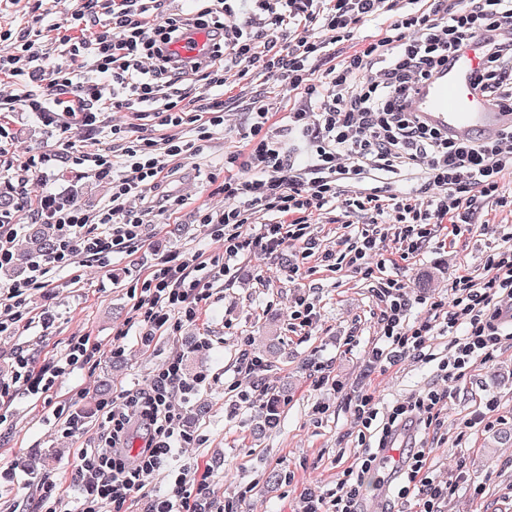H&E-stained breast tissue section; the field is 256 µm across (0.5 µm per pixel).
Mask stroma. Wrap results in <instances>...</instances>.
I'll list each match as a JSON object with an SVG mask.
<instances>
[{
	"instance_id": "35a3bbf8",
	"label": "stroma",
	"mask_w": 512,
	"mask_h": 512,
	"mask_svg": "<svg viewBox=\"0 0 512 512\" xmlns=\"http://www.w3.org/2000/svg\"><path fill=\"white\" fill-rule=\"evenodd\" d=\"M74 0H21L19 6L0 11V27L26 25L42 16L41 39L53 49L55 39L71 34ZM260 92L275 120H282L292 106L280 83L249 81L228 83L226 95L250 97ZM246 116L234 109L224 114L223 131L214 134L204 150L182 159L166 158L170 175L163 190L177 197L174 214L155 217L145 229L146 242L130 255H114L109 266L74 264L50 274L51 284L28 292L26 313L0 333V373H8L13 355L25 350L36 361L64 354L76 336L90 337L98 349L85 367L58 380L52 404L70 399L82 390L75 407L90 411L89 421L74 435L63 434L56 424L52 404L26 394L0 403V471L16 469V481L0 482V512H37L41 487L27 471L19 469L21 455L52 448L58 456L51 480L63 492L64 512H76L85 489L76 481L78 451L98 439L101 413L96 388L108 379L113 390L148 385L153 373L168 358L183 356L186 377L203 374L195 399H208L210 410L190 420L191 406L177 400L180 425L193 437L180 463L209 467L219 499L233 501L237 512H299L300 496L312 490L326 495L336 489L343 471L358 455V429L353 404L365 389H374L381 412L417 397L433 387H448L452 395L440 414V424L428 435L430 463L440 480L464 469L466 479L445 506V512H512V445L489 449L491 437L512 426V342L504 343L487 363L475 362L457 381L442 382L439 360L448 355V338L433 336L435 361L412 358L377 367L370 363L373 347L382 345L378 317L381 305L374 292L378 278H363L349 268L335 270L323 265L302 269L289 277L293 248L278 257L242 256L231 280H217L199 318L181 329L158 337L151 346L138 340L141 322L134 309V295L156 259L176 251L216 256L223 241L197 224V208L224 205V156L240 151V133ZM0 125L11 139L0 141V186L16 183L15 170L27 155H52L42 173L31 176L25 191L31 199L64 193H89L87 210L110 200L109 181L97 180L85 166L76 164L63 149L64 140H81L79 129L52 135L26 112L0 113ZM477 224L454 243L432 240L416 258L387 266L384 276L403 283L417 302L416 317L424 316L429 301L446 297L448 284L459 273L475 279L486 275L485 260L494 250L512 248V239L495 234L497 225H512V212L489 200H479ZM305 296L317 313L311 331H299L289 312L298 296ZM125 332L121 367L112 365V340ZM277 337L281 352L271 357L258 376L238 374L241 349L259 354L265 337ZM324 377L315 388L316 377ZM250 396L268 401L277 395L278 422L258 430V408L240 402L233 382ZM496 396L498 411L490 426L467 427L480 397Z\"/></svg>"
}]
</instances>
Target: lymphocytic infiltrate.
I'll return each instance as SVG.
<instances>
[{
    "label": "lymphocytic infiltrate",
    "instance_id": "f902f5d3",
    "mask_svg": "<svg viewBox=\"0 0 512 512\" xmlns=\"http://www.w3.org/2000/svg\"><path fill=\"white\" fill-rule=\"evenodd\" d=\"M76 2L71 20L81 34L60 39L54 53L36 42L33 26L0 29V74L28 79L20 93H0V112L20 109L49 132L77 125L92 135L106 130L102 113L128 112L171 133L159 141L149 134L128 136L115 125L108 129L111 153L77 151L78 163L110 179V202L92 212L50 208L46 219L58 229V245L50 256L31 258L23 279L0 287L2 307L22 308L29 290L49 286L54 269L78 258L104 268L113 254L133 253L149 215L173 205L164 196L132 216L130 198L158 187L165 157L195 155L223 127L227 80L252 71L293 96L287 124L275 127L268 107L250 102L245 150L224 158V207L195 213L197 223L217 228L224 253L208 260L177 252L158 258L136 302L142 344L196 321L211 296L200 271L229 277L245 253L271 256L293 243L298 264L289 276L314 261L343 263L369 278L386 264L418 256L439 230L455 237L468 231L479 199L512 207L511 127L465 142L426 126L409 110L418 88L476 43L483 63L471 79L473 91L488 107L512 113V41L500 37L502 30H512V0H195V10L186 15L161 14V0ZM385 16L390 22L377 35L351 53H339L355 25ZM192 29L208 33L211 47L204 60L165 55V48ZM68 59L82 62L83 81H74L64 65ZM201 83L208 96L197 94ZM185 124L192 125L193 139L176 135ZM418 164L432 191L427 202L388 192L387 180ZM373 175L381 185H369ZM347 182L360 184V192L342 195ZM336 201L345 210L372 214L373 221L342 236L336 249H324L310 231L311 221ZM260 211L274 213V220L246 233L245 224ZM385 224L396 226L397 247L382 261L378 241ZM486 268L489 276L482 282L455 276L447 298L431 302L427 316L416 320L403 286L384 282L377 290L383 344L372 349L371 363L431 360L428 342L439 327L452 338L448 358L438 366L442 379L463 377L474 359L492 360L503 340L512 339V251L489 255ZM94 351L85 336L72 339L64 356L44 365L16 351L10 372L0 376V397L24 393L52 402L58 378L72 374ZM195 389L176 356L148 386L120 390L102 403L99 443L78 454L77 478L87 488L79 512H126L132 494L160 471L167 472L170 488L150 496L143 512H236L232 504L217 505L209 470L177 462L179 448L192 438L180 428L172 397ZM448 398V391L431 389L383 417L373 394L361 393L354 416L363 451L330 496L302 495L301 512H359L367 496L365 479L378 469L382 451L413 424L437 423ZM429 455L423 445L401 449L398 475L378 480V487L393 498H413L416 512H442L456 483L431 477Z\"/></svg>",
    "mask_w": 512,
    "mask_h": 512
}]
</instances>
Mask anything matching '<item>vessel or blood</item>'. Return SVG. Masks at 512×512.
Masks as SVG:
<instances>
[{"label":"vessel or blood","mask_w":512,"mask_h":512,"mask_svg":"<svg viewBox=\"0 0 512 512\" xmlns=\"http://www.w3.org/2000/svg\"><path fill=\"white\" fill-rule=\"evenodd\" d=\"M476 64L474 55L460 57L451 70L435 76L413 97L412 110L429 126L463 140L512 126V113L493 111L472 94L470 78Z\"/></svg>","instance_id":"vessel-or-blood-1"}]
</instances>
